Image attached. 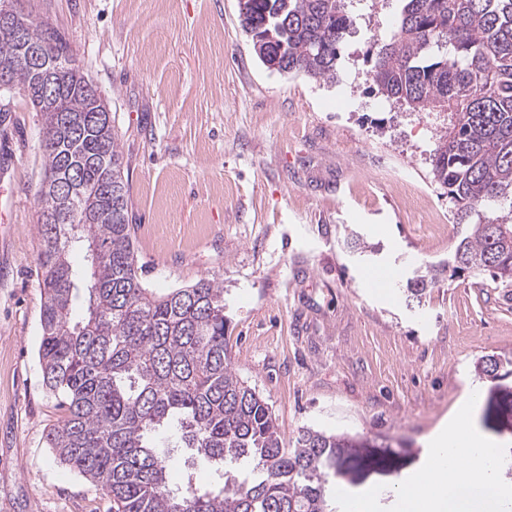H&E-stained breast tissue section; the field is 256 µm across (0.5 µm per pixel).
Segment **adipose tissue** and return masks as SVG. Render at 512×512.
I'll return each mask as SVG.
<instances>
[{"label":"adipose tissue","instance_id":"adipose-tissue-1","mask_svg":"<svg viewBox=\"0 0 512 512\" xmlns=\"http://www.w3.org/2000/svg\"><path fill=\"white\" fill-rule=\"evenodd\" d=\"M499 448L476 428L469 409H460L435 443L429 472L393 488L394 512H506L512 491L493 467Z\"/></svg>","mask_w":512,"mask_h":512}]
</instances>
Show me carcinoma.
I'll list each match as a JSON object with an SVG mask.
<instances>
[{"label": "carcinoma", "instance_id": "obj_1", "mask_svg": "<svg viewBox=\"0 0 512 512\" xmlns=\"http://www.w3.org/2000/svg\"><path fill=\"white\" fill-rule=\"evenodd\" d=\"M390 38L376 46L377 93L410 112L447 113L428 164L466 226L453 271L489 273L512 288V0H403ZM351 0H245L239 26L275 71L337 79L354 24ZM28 41L47 44L57 70L43 116L39 266L44 301L38 349L45 387L65 407L48 434L59 461L94 483L112 512H328L329 478L357 482L388 463L348 433L303 428L285 447L272 405L238 376L225 336L224 286L215 278L156 294L138 273L129 177L111 112L59 33L23 15ZM14 26L0 24V67L15 64ZM84 251L74 267L69 251ZM447 265L420 266L406 299L421 303ZM86 307L76 312L78 290ZM491 356L475 365L495 377ZM178 426L175 447L220 473L217 488L183 490L168 473L181 457L155 442Z\"/></svg>", "mask_w": 512, "mask_h": 512}]
</instances>
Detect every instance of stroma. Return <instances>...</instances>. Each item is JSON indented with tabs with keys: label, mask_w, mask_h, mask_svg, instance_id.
<instances>
[{
	"label": "stroma",
	"mask_w": 512,
	"mask_h": 512,
	"mask_svg": "<svg viewBox=\"0 0 512 512\" xmlns=\"http://www.w3.org/2000/svg\"><path fill=\"white\" fill-rule=\"evenodd\" d=\"M57 30L112 112L129 168L141 281L161 294L214 278L239 376L272 405L285 445L304 427L370 439L399 466L366 474L395 487L426 439L475 387L479 430L512 449V292L443 278L422 305L400 290L411 264L448 259L462 225L430 239V213L399 203L401 172L450 214L425 162L436 114L389 106L371 53L400 0H353L335 84L265 68L238 0H24ZM42 126L20 88L0 92V512H108L61 464L46 434L62 411L42 382L39 189ZM363 236L378 252L350 245ZM389 273V290L368 281Z\"/></svg>",
	"instance_id": "35a3bbf8"
}]
</instances>
